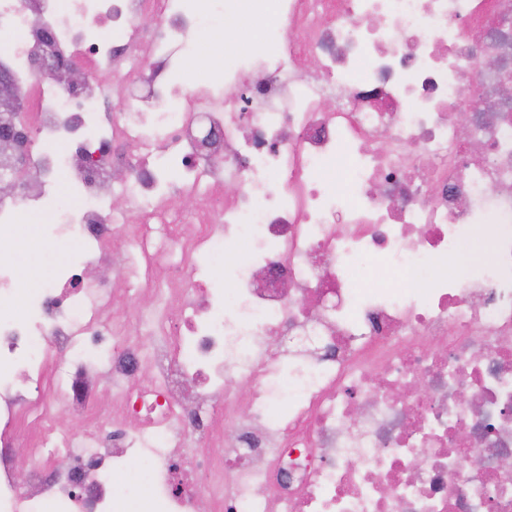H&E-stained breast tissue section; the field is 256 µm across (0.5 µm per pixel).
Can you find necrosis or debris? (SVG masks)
<instances>
[{"mask_svg":"<svg viewBox=\"0 0 512 512\" xmlns=\"http://www.w3.org/2000/svg\"><path fill=\"white\" fill-rule=\"evenodd\" d=\"M212 7L0 0L18 127L42 143L11 155L26 177L0 195L1 274L21 200L49 194L59 171L82 191L29 240L71 257L38 287L0 289V377L17 379L0 404V512H512V0H224L263 32L249 52L227 50L215 71L196 41L189 97L173 102L161 81L113 109L146 80L143 56L181 68L173 46ZM107 18L121 37L104 36ZM45 55L87 83L57 68L30 82ZM118 68L121 81L99 82ZM201 113L217 132L206 151ZM157 142L174 172L150 164ZM120 149L132 174L118 213L101 189ZM172 185L199 207L171 215ZM107 262L136 278L155 353L127 338L108 285L75 271ZM170 302L177 318L159 310ZM90 335L114 340L104 391L89 382ZM307 336L321 350L297 368L263 344ZM104 395L112 408L72 465L50 468L49 449L72 439L56 416ZM205 404L236 421L234 441ZM131 458L149 469L134 493L114 480Z\"/></svg>","mask_w":512,"mask_h":512,"instance_id":"obj_1","label":"necrosis or debris"}]
</instances>
